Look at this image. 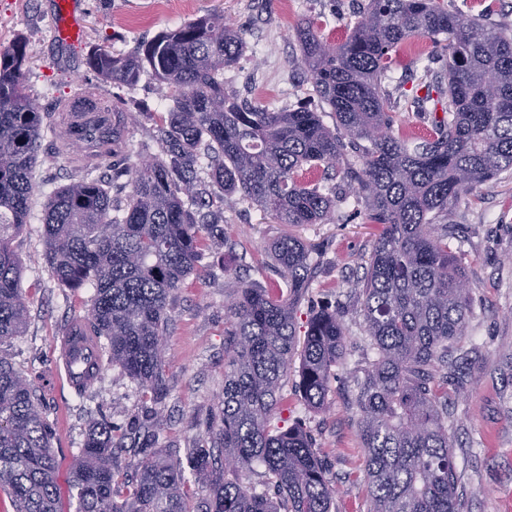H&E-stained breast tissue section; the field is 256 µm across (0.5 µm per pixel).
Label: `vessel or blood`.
<instances>
[{"label": "vessel or blood", "instance_id": "obj_1", "mask_svg": "<svg viewBox=\"0 0 512 512\" xmlns=\"http://www.w3.org/2000/svg\"><path fill=\"white\" fill-rule=\"evenodd\" d=\"M54 40L67 49L83 41V17L78 0H54L52 13ZM81 89L79 96L59 100L56 110L63 119L61 130L67 144L66 155L72 165L91 162L93 152L111 129L122 127V119L106 111L84 112L78 109L79 97L88 96ZM99 343L90 336L83 318L70 321L64 333L57 336L52 350V375H64L70 389L78 391L94 385L95 379L87 373L89 365L99 364Z\"/></svg>", "mask_w": 512, "mask_h": 512}]
</instances>
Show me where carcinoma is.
I'll return each instance as SVG.
<instances>
[{"label":"carcinoma","instance_id":"carcinoma-1","mask_svg":"<svg viewBox=\"0 0 512 512\" xmlns=\"http://www.w3.org/2000/svg\"><path fill=\"white\" fill-rule=\"evenodd\" d=\"M429 39L424 95L408 104L441 111L412 145L395 131L386 83L393 54ZM300 65L336 127L305 107L252 106L224 88L244 42L207 14L143 41L128 55L95 47L86 64L104 83L133 87L149 75L169 102L153 129L157 154L115 169L77 168L78 178L44 203V260L62 288L94 289L85 315L102 364L120 366L142 387L144 416L124 428L95 423L70 474L75 512H332L336 487L302 422L273 428L292 358L299 389L315 410L327 405L348 338L338 312L312 316L302 348L294 313L313 269L292 236L271 252L278 286L243 285L224 308V389L216 431L180 456L139 441L160 427L169 395L163 353L172 292L196 273L204 248L223 245L215 192L238 193L279 224H326L336 188L308 175L340 166L344 186L382 227L364 279L354 284L377 357L357 382L354 405L364 455L369 512H458L456 464L448 438L451 344L467 329L464 269L448 244V211L485 183L512 174V28L448 11L441 0H368L347 39L334 45L315 22L297 24ZM28 44L0 49V343L21 335L29 310L13 240L30 215L34 169L54 116L25 85ZM444 57L441 69L432 67ZM83 108L124 112L116 97ZM53 430L32 384L0 356V491L14 512H63ZM139 457L132 479L115 478L112 450ZM208 493L189 503L184 464ZM264 468V489L239 476Z\"/></svg>","mask_w":512,"mask_h":512}]
</instances>
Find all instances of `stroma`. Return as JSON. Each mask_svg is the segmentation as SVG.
<instances>
[{
    "label": "stroma",
    "mask_w": 512,
    "mask_h": 512,
    "mask_svg": "<svg viewBox=\"0 0 512 512\" xmlns=\"http://www.w3.org/2000/svg\"><path fill=\"white\" fill-rule=\"evenodd\" d=\"M365 0H80L85 19L82 45L61 52L52 38L53 0H0V46L25 39L34 49L25 66L29 93L46 111L94 82L85 57L101 46L116 55L130 53L143 41L212 11L245 42L238 64L224 73V86L251 104L276 110L305 106L320 112L327 126L335 119L314 94L303 67L295 26L313 20L319 34L334 44L350 33ZM449 11L487 24L512 22V0H443ZM433 45L412 39L393 57L400 86L390 89L395 128L407 138L430 129L433 113L406 102L423 76L420 61ZM104 92L132 96L147 112L135 113L128 126L127 154L137 157L151 139L154 118L168 101L166 85L141 82L134 91L104 85ZM73 178L65 158L42 139L34 172L30 219L13 248L23 264L22 289L29 320L22 335L0 344V356L31 380L53 425L59 484L83 448L89 425L107 419L128 423L142 405V391L120 367L106 366L94 387L76 395L65 382L46 386L51 348L66 320L84 314L89 288L59 287L43 259V205L55 189ZM227 247L206 250L197 274L170 298L165 337V380L169 390L164 424L157 433L161 448H192L214 424L217 396L224 387V307L241 284H282L266 249L288 234L256 205L238 194L224 196ZM450 221L463 243L457 253L470 289L467 334L460 345L470 355L462 371L466 394L448 399V435L456 459L459 512H512V176L489 182L468 202L453 208ZM379 233L366 223L363 207L337 203L328 224H308L297 234L311 248L313 278L298 305L297 321L313 312L341 308L349 337L345 359L330 385L328 407L310 409L298 391L297 368H290L283 391L290 403L271 424L287 427L303 420L316 438L318 454L338 488L336 512H367L363 451L358 436L353 390L375 357L366 336L361 304L353 288L367 268Z\"/></svg>",
    "instance_id": "obj_1"
}]
</instances>
